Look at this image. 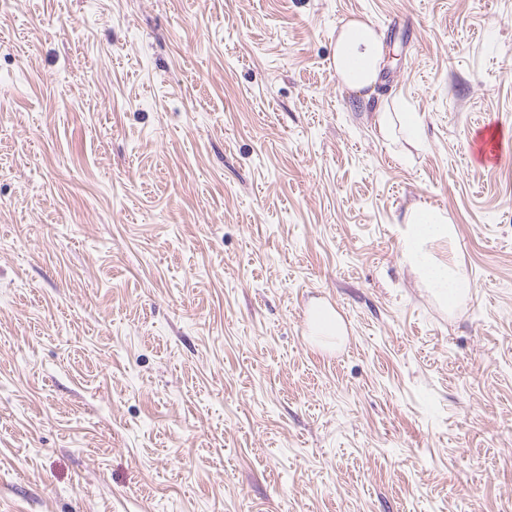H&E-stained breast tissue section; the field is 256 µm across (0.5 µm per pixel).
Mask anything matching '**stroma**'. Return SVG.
<instances>
[{
  "instance_id": "obj_1",
  "label": "stroma",
  "mask_w": 512,
  "mask_h": 512,
  "mask_svg": "<svg viewBox=\"0 0 512 512\" xmlns=\"http://www.w3.org/2000/svg\"><path fill=\"white\" fill-rule=\"evenodd\" d=\"M0 512H512V0H0ZM332 58L342 85L369 97L385 64L383 37L371 22L352 19L339 29ZM375 114L378 131L384 136H389L397 123V129L408 142L413 143L420 140L422 135L421 122L415 120L410 112H403L401 105L395 100L385 103ZM400 224H405L401 240L403 261L415 270L435 298L448 309H454L472 289V280L463 264L448 258H435L432 247L438 243L452 245L456 228L448 215L439 209L415 203L410 206ZM310 333L317 341L326 345H336L344 334L343 324L330 307L316 305L310 315Z\"/></svg>"
}]
</instances>
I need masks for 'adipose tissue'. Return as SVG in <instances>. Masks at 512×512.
Here are the masks:
<instances>
[{
	"label": "adipose tissue",
	"instance_id": "1",
	"mask_svg": "<svg viewBox=\"0 0 512 512\" xmlns=\"http://www.w3.org/2000/svg\"><path fill=\"white\" fill-rule=\"evenodd\" d=\"M385 48L382 36L371 22L353 19L341 26L333 51V63L341 83L358 93L373 92L384 66ZM383 135L400 131L408 142L419 141L422 124L401 105L391 101L380 107L375 116ZM403 261L415 270L435 298L448 308H456L472 289V280L457 260L440 261L432 248L438 243L456 239V228L444 211L421 203L410 206L402 219Z\"/></svg>",
	"mask_w": 512,
	"mask_h": 512
}]
</instances>
